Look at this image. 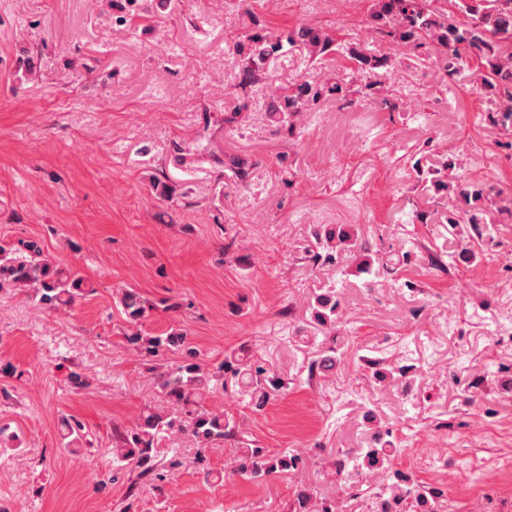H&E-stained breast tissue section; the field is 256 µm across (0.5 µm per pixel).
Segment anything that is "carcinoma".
<instances>
[{
    "instance_id": "carcinoma-1",
    "label": "carcinoma",
    "mask_w": 512,
    "mask_h": 512,
    "mask_svg": "<svg viewBox=\"0 0 512 512\" xmlns=\"http://www.w3.org/2000/svg\"><path fill=\"white\" fill-rule=\"evenodd\" d=\"M427 9V0H387L380 34L394 40H408L417 49L424 48ZM489 16L494 18L491 31L485 28ZM442 34L449 47L446 70L452 75L474 56H491L494 38L512 39V0L463 2L458 5V15L448 17ZM482 81L508 103L503 112L512 117V71L503 72L493 67ZM314 237L318 244L330 251L327 259L331 261L336 260V254L343 251L342 245L350 240L348 232L329 227L315 230ZM4 286L26 294L37 306L48 309L69 307L77 299L94 292L80 270L50 258L37 239L22 240L18 248L0 246V288ZM119 304L131 321L143 318L147 311L154 309V305L147 304L130 288L122 290ZM310 310L319 326L336 329L338 302L333 294L317 295ZM129 341L138 353L156 360L174 350L185 352L186 359L176 368L159 375L170 408L166 411L147 408L130 427L118 434L112 445L115 463L138 470L139 476L149 483L163 482L167 474L159 464V445L167 436L178 432L190 437L200 448L227 440L237 442V456L229 470L232 475L262 480L300 469V455H270L263 448L249 447L234 417L222 410H206L201 405L207 396L226 389L224 376L228 374L234 381L236 394L249 399L257 409L263 407L274 392L283 388V381L261 361L245 351L231 350L224 353V360L218 365L208 368L196 360L188 336L173 329L156 335L135 333ZM363 369L380 383L395 384L406 377L405 370L376 358H364ZM86 433L85 424L78 418H61L60 434L64 447L82 440ZM394 457L383 433L375 431L371 433L367 447L337 454L336 474L341 476L352 498L361 494L360 477L375 476L371 489L375 512H433L438 488L419 483L393 469ZM294 512H335V509L302 485L296 490Z\"/></svg>"
}]
</instances>
